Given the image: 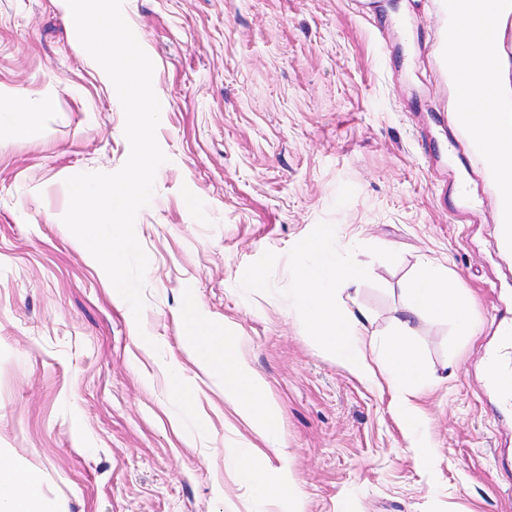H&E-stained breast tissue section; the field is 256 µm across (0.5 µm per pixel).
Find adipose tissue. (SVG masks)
<instances>
[{
    "instance_id": "obj_1",
    "label": "adipose tissue",
    "mask_w": 512,
    "mask_h": 512,
    "mask_svg": "<svg viewBox=\"0 0 512 512\" xmlns=\"http://www.w3.org/2000/svg\"><path fill=\"white\" fill-rule=\"evenodd\" d=\"M464 105L472 139L478 145L495 148L488 163L490 174L512 186V161H506L507 151L499 146L501 131L512 130V115L493 106L477 82L466 88ZM0 113L12 116L13 138L32 139L41 132L39 109L11 99L1 91ZM324 243L323 235L311 236L292 266L305 326L350 372L364 379L383 377L392 392L407 397L424 394L429 383L410 341L409 318L413 315L436 319L450 316L455 321L458 336L465 339L475 336L473 307L462 284L450 278L442 265L423 264L409 288L408 319L399 321L396 332L380 344L364 334L360 319L339 297L340 290L354 285L362 277V270L349 265H334L329 271H322L320 258ZM177 320L182 335L191 342L190 354L194 363L216 375L225 400L268 444H275L278 409L267 395L264 379L242 356L240 337L231 334L221 338L210 336L193 307L181 310ZM240 469L261 492L287 499L293 505L292 512H305L302 499L293 491L288 467H281L277 475H269L254 456L247 453L240 459ZM0 512H56V508L41 495L36 472L16 463L0 461Z\"/></svg>"
}]
</instances>
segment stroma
<instances>
[{"mask_svg":"<svg viewBox=\"0 0 512 512\" xmlns=\"http://www.w3.org/2000/svg\"><path fill=\"white\" fill-rule=\"evenodd\" d=\"M123 14L155 65L167 156L135 221L138 319L61 220L66 178L125 163L121 104L58 0H0V89L43 112L30 140L0 124V459L36 471L59 512H287L239 476L249 448L288 465L306 512H512V412L484 372L512 323V253L479 149L444 120L448 0H380L368 19L351 0H124ZM317 232L328 259L365 268L353 307L376 340L423 263L474 299L472 339L414 324L429 464L388 388L295 310L291 268ZM188 305L241 337L287 459L192 361L176 324Z\"/></svg>","mask_w":512,"mask_h":512,"instance_id":"1","label":"stroma"}]
</instances>
